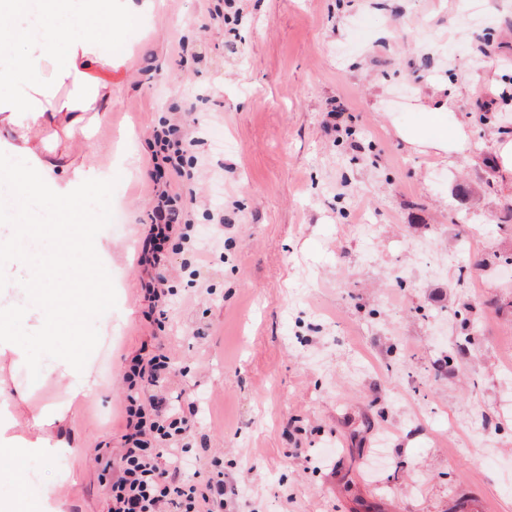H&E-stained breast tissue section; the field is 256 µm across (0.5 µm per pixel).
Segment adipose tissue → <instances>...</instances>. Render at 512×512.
Wrapping results in <instances>:
<instances>
[{
	"label": "adipose tissue",
	"mask_w": 512,
	"mask_h": 512,
	"mask_svg": "<svg viewBox=\"0 0 512 512\" xmlns=\"http://www.w3.org/2000/svg\"><path fill=\"white\" fill-rule=\"evenodd\" d=\"M153 9V0H40L35 7L26 0H0V50L8 54L0 61V182L14 190L16 217L35 206L53 209L55 261L84 259L64 280L46 270L33 273L21 286L30 306L0 301V362L31 366L41 378L65 382L73 404L96 386L87 368L90 344L78 327L93 309L112 300L111 289L87 274L108 253L97 237L82 233L83 226L103 220L82 204L92 187L107 183L97 163L94 132L112 110V72L127 55L125 35ZM75 21L86 36H71ZM450 107L448 98L431 96L424 113L438 129L435 138L424 140L412 128L398 129L399 138L447 155L458 150L463 131L443 125ZM14 156L23 157L24 165L10 166ZM32 320L42 335L18 336L19 323ZM59 331L69 337L63 352L53 343ZM62 418L55 407L45 406L19 421L10 400L0 396V467L52 464L69 454L66 442L48 445L38 438L23 443L13 433L22 423L37 429ZM64 507L61 499L33 495L25 481L0 493V512H64Z\"/></svg>",
	"instance_id": "1"
}]
</instances>
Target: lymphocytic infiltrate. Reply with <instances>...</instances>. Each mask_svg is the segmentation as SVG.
Returning a JSON list of instances; mask_svg holds the SVG:
<instances>
[{"label": "lymphocytic infiltrate", "instance_id": "f902f5d3", "mask_svg": "<svg viewBox=\"0 0 512 512\" xmlns=\"http://www.w3.org/2000/svg\"><path fill=\"white\" fill-rule=\"evenodd\" d=\"M153 192L155 205L151 224L142 240L140 262L149 279L145 297L150 312L166 318L171 293L164 272L168 264L166 244L172 237L186 241L192 255L205 252L203 244L191 240V214L181 194L172 192L174 182L185 175V153L192 140L178 122H166L153 134ZM168 367L166 355L135 358L126 375V420L121 446L102 456L103 470L111 478L109 512H202L224 504V474L209 476L205 485L182 479L186 455L177 451L189 429V420L164 394L142 398V384L157 385Z\"/></svg>", "mask_w": 512, "mask_h": 512}]
</instances>
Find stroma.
Listing matches in <instances>:
<instances>
[{
	"instance_id": "1",
	"label": "stroma",
	"mask_w": 512,
	"mask_h": 512,
	"mask_svg": "<svg viewBox=\"0 0 512 512\" xmlns=\"http://www.w3.org/2000/svg\"><path fill=\"white\" fill-rule=\"evenodd\" d=\"M215 2L161 0L127 35L95 135L124 169L86 201L121 220L93 227L112 321L80 327L93 396L18 428L78 452L30 482L108 512L97 451L119 448L123 375L147 351L198 407L185 441L196 481L220 469L233 488L223 512H512V176L493 163L512 136V0H240L221 24ZM437 88L465 133L448 156L395 135ZM177 116L199 134L192 232L211 258L169 243L160 327L138 256L152 131ZM0 392L20 414L68 400L25 367Z\"/></svg>"
}]
</instances>
